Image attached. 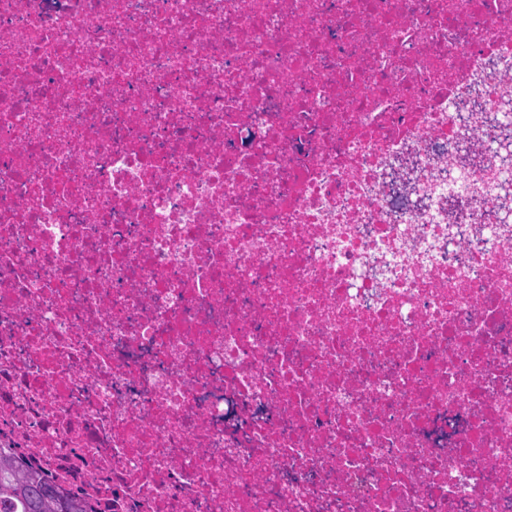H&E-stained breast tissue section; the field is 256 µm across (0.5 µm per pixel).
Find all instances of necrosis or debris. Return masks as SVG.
<instances>
[{
  "instance_id": "4bbe7bcc",
  "label": "necrosis or debris",
  "mask_w": 512,
  "mask_h": 512,
  "mask_svg": "<svg viewBox=\"0 0 512 512\" xmlns=\"http://www.w3.org/2000/svg\"><path fill=\"white\" fill-rule=\"evenodd\" d=\"M512 0H0V452L89 512H512Z\"/></svg>"
}]
</instances>
